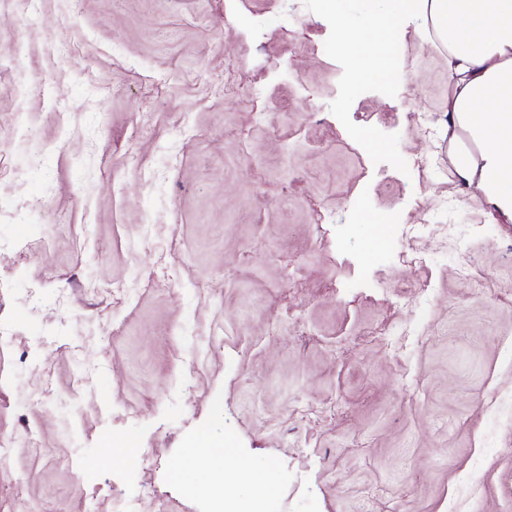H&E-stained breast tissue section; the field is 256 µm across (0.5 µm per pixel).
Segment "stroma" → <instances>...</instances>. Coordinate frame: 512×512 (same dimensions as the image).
I'll use <instances>...</instances> for the list:
<instances>
[{
  "mask_svg": "<svg viewBox=\"0 0 512 512\" xmlns=\"http://www.w3.org/2000/svg\"><path fill=\"white\" fill-rule=\"evenodd\" d=\"M17 43L0 512H217L173 478L204 431L270 474V512H512V223L448 160L445 50L408 23L401 79L354 82L323 0H0Z\"/></svg>",
  "mask_w": 512,
  "mask_h": 512,
  "instance_id": "35a3bbf8",
  "label": "stroma"
}]
</instances>
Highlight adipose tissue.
<instances>
[{
  "instance_id": "1",
  "label": "adipose tissue",
  "mask_w": 512,
  "mask_h": 512,
  "mask_svg": "<svg viewBox=\"0 0 512 512\" xmlns=\"http://www.w3.org/2000/svg\"><path fill=\"white\" fill-rule=\"evenodd\" d=\"M420 21L448 52L453 92L445 110L481 141L480 155L457 150L450 159L458 176L477 183L491 216L512 222V0H384L363 25L338 15L336 39L354 81L393 80L391 53L407 22ZM223 437L207 432L193 441L185 467H202L212 491L248 484L255 501L271 491L267 472L232 461Z\"/></svg>"
}]
</instances>
